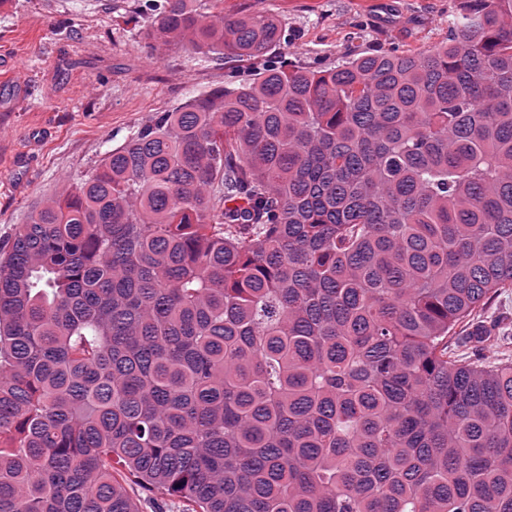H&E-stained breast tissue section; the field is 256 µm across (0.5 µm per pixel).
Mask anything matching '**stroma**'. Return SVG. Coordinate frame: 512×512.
Returning a JSON list of instances; mask_svg holds the SVG:
<instances>
[{"label":"stroma","instance_id":"1","mask_svg":"<svg viewBox=\"0 0 512 512\" xmlns=\"http://www.w3.org/2000/svg\"><path fill=\"white\" fill-rule=\"evenodd\" d=\"M263 10L288 31L282 57L316 70L372 51L420 52L446 41L459 0H224ZM137 0H0V242L31 213L92 175L105 153L157 113L250 78L254 66L145 45ZM482 317L487 364L512 359V289Z\"/></svg>","mask_w":512,"mask_h":512}]
</instances>
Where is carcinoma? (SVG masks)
Here are the masks:
<instances>
[{
    "mask_svg": "<svg viewBox=\"0 0 512 512\" xmlns=\"http://www.w3.org/2000/svg\"><path fill=\"white\" fill-rule=\"evenodd\" d=\"M257 65L158 113L0 245V512H512V0L327 70L281 22L139 0ZM491 339L476 350L461 349V354L468 357H480L486 364L498 363L499 360H512V289L494 296L488 306L481 312ZM499 336H509V345L503 346L497 340ZM132 497L140 501L141 512H182L184 501L180 498H160L144 492L139 487L132 485L129 488Z\"/></svg>",
    "mask_w": 512,
    "mask_h": 512,
    "instance_id": "cac0c4a2",
    "label": "carcinoma"
}]
</instances>
